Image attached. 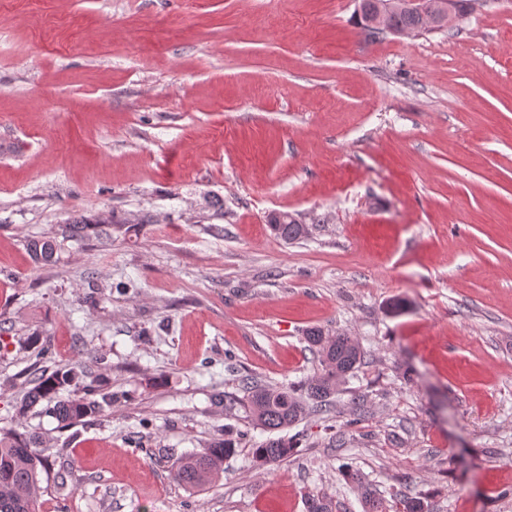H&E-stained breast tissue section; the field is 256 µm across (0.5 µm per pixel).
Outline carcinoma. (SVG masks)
I'll list each match as a JSON object with an SVG mask.
<instances>
[{"label":"carcinoma","mask_w":512,"mask_h":512,"mask_svg":"<svg viewBox=\"0 0 512 512\" xmlns=\"http://www.w3.org/2000/svg\"><path fill=\"white\" fill-rule=\"evenodd\" d=\"M385 0H362V21L370 32L376 31L371 18L384 8ZM439 14L421 12L413 7L390 10L386 14L385 28L400 34L413 33L435 28ZM148 214L126 213L117 216L109 210H102L91 218H77L60 229V236L77 238L87 225L107 224L117 232L127 224H150ZM269 227L285 241H295L308 232L305 224L295 220L288 212L268 216ZM27 248L34 260L42 265L55 263L57 236H43L28 242ZM308 341L321 357L322 372L308 382V398L320 403H329V396L335 391L336 384L346 378L360 362L362 352L355 340L346 335L326 336L319 329L309 332ZM85 377L83 366L79 363L67 369L51 373L42 371L37 384L24 395L18 414L23 416L35 408L41 401H55L49 414L59 427H68L86 417L97 414L101 402H109L112 397L104 395L98 401L91 398L95 393L93 384H82ZM249 386V401L255 420L269 430L284 429L302 419L304 401L291 387L269 388ZM84 390V395L76 393L63 398L60 393L69 390ZM235 451L234 443L228 439L215 441L182 459L175 465L174 479L185 486L198 489L206 486L224 459ZM293 447L282 438L270 439L255 449V458L259 462L282 460L290 456ZM53 469L51 448L36 435H27L16 431H0V512H36L37 492L42 475H50ZM347 480L361 484L367 512H387L383 499L373 493L369 485L361 483L356 473L347 474Z\"/></svg>","instance_id":"cac0c4a2"}]
</instances>
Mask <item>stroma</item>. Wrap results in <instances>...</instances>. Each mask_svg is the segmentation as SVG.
<instances>
[{
  "label": "stroma",
  "mask_w": 512,
  "mask_h": 512,
  "mask_svg": "<svg viewBox=\"0 0 512 512\" xmlns=\"http://www.w3.org/2000/svg\"><path fill=\"white\" fill-rule=\"evenodd\" d=\"M101 210L153 221L32 261ZM313 328L361 362L266 430L243 383L305 386ZM35 337L111 405L18 416ZM0 429L55 454L38 512H365L348 470L389 507L512 512V0L376 36L359 0H0ZM224 438L205 489L172 480ZM295 216L288 212H279L268 216L269 227L285 241H295L308 232L306 224L298 223ZM57 234L32 239L28 242L27 248L37 263L45 266H51L55 263V254L58 246ZM259 447L255 448V458L259 462L282 460L293 452L288 440L282 438L269 439Z\"/></svg>",
  "instance_id": "obj_1"
}]
</instances>
